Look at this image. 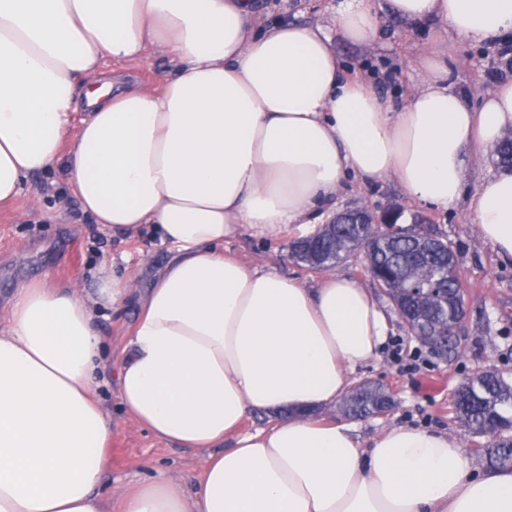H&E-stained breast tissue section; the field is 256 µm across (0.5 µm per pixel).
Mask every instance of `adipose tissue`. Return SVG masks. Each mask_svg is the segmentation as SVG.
I'll return each mask as SVG.
<instances>
[{"mask_svg": "<svg viewBox=\"0 0 512 512\" xmlns=\"http://www.w3.org/2000/svg\"><path fill=\"white\" fill-rule=\"evenodd\" d=\"M387 9L475 44L512 33V0ZM378 32L373 0H337L329 25L266 26L254 0H0V206L62 160L91 220L171 252L140 295L108 267L82 297L44 281L15 294L0 326V512H512V470L472 474L448 433L398 426L364 445L350 423L302 416L340 399L386 343L366 288L336 273L311 288L224 254L244 232L319 224L347 181L393 178L438 208L469 198L479 237L512 258V170L465 187L469 164L512 130V80L471 103L434 52L393 102L333 48ZM154 53L172 66L160 90L97 79L104 59ZM130 303L120 405L202 452L201 478L189 492L159 469L110 501L94 317Z\"/></svg>", "mask_w": 512, "mask_h": 512, "instance_id": "1", "label": "adipose tissue"}]
</instances>
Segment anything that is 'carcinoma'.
I'll use <instances>...</instances> for the list:
<instances>
[{
    "label": "carcinoma",
    "mask_w": 512,
    "mask_h": 512,
    "mask_svg": "<svg viewBox=\"0 0 512 512\" xmlns=\"http://www.w3.org/2000/svg\"><path fill=\"white\" fill-rule=\"evenodd\" d=\"M496 154L500 165L512 168V132L498 144ZM363 238L372 240L369 257L373 269L369 275L375 286L400 293L412 285L421 289L413 299L410 317L405 319L410 335L421 342L445 343L449 351H455L448 329L456 319L461 299L458 255H448L445 244L434 253L420 256L418 243L412 237L338 224L335 232L321 241L320 250L325 256L321 269L345 261L358 250ZM389 399L385 388L364 382L347 396L342 409L349 416H369L378 413ZM454 408L468 430L492 435L499 428L507 429L512 426V381L499 369L467 377L456 390ZM481 461L490 468H512V440L493 443L484 450Z\"/></svg>",
    "instance_id": "carcinoma-1"
}]
</instances>
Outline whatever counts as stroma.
<instances>
[{
	"mask_svg": "<svg viewBox=\"0 0 512 512\" xmlns=\"http://www.w3.org/2000/svg\"><path fill=\"white\" fill-rule=\"evenodd\" d=\"M267 21L288 18L298 22H331L336 0H256ZM380 34L369 46L336 39L334 47L347 73L368 77L375 89L393 101H403L421 81L413 60L426 52H447L457 89L472 102L512 79V40L506 44L478 45L457 37H437L431 25L415 24L382 13ZM170 65L155 54L142 62L104 61L100 73L122 77L151 90L160 89ZM401 206L405 216L421 215L428 227L456 250L467 311L454 341L452 357L432 355L410 336L396 308L384 303L391 323L390 342L378 360L365 364L350 377L351 384L366 380L384 385L394 404L386 413L357 419L361 440H368L394 425L437 430L457 438L476 472L491 435L465 431L458 421L454 394L460 381L497 368L512 373V260L498 257L474 231L464 207L448 210L414 202L396 180L373 186L348 184L336 197L337 210L365 207L380 210ZM300 235L284 232L272 239L241 236L225 242L226 252L254 268H276L280 273L316 284L319 274L293 261L289 252ZM167 246L151 234L121 239L105 232L85 215L68 181L64 164L30 177L11 206L0 208V308L24 283L49 278L57 286L69 285L99 266L111 267L117 277L132 276L135 287L148 288L168 260ZM137 316L135 305L98 315L104 338L102 364L94 373L96 394L112 416V452L102 491L121 494L134 480L164 468L185 489H193L201 472L199 453L159 440L120 408L112 391V371L124 339Z\"/></svg>",
	"mask_w": 512,
	"mask_h": 512,
	"instance_id": "35a3bbf8",
	"label": "stroma"
}]
</instances>
